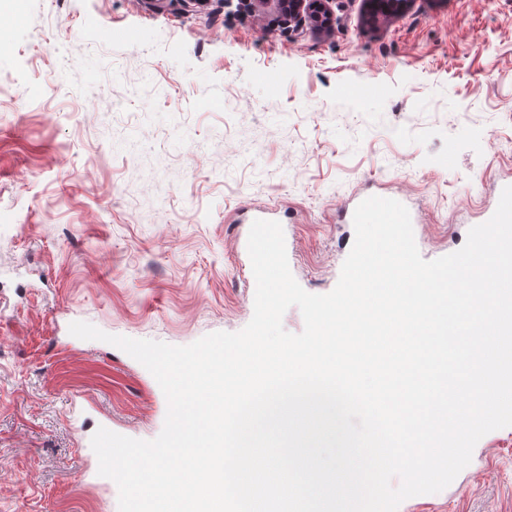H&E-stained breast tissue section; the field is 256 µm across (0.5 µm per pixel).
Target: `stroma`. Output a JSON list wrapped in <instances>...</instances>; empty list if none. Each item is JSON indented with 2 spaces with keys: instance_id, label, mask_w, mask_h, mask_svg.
Returning <instances> with one entry per match:
<instances>
[{
  "instance_id": "obj_1",
  "label": "stroma",
  "mask_w": 512,
  "mask_h": 512,
  "mask_svg": "<svg viewBox=\"0 0 512 512\" xmlns=\"http://www.w3.org/2000/svg\"><path fill=\"white\" fill-rule=\"evenodd\" d=\"M330 29L273 0H25L0 68V512H118L98 428L141 440L167 401L75 321L188 345L251 320V208L289 268L331 292L367 186L406 198L433 260L512 182V0H414L381 25L332 0ZM398 512H512V427Z\"/></svg>"
}]
</instances>
